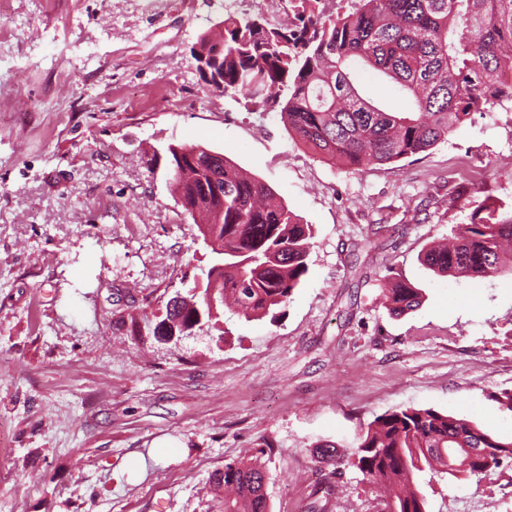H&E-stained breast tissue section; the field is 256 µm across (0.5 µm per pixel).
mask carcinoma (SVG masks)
<instances>
[{
    "mask_svg": "<svg viewBox=\"0 0 512 512\" xmlns=\"http://www.w3.org/2000/svg\"><path fill=\"white\" fill-rule=\"evenodd\" d=\"M333 16L324 0H288L292 22L224 18V49L208 61L207 88L243 98L254 110H279L290 135L350 173L419 156L482 112L512 102V0H357ZM367 66L414 99L411 112H388L360 95L352 75ZM166 159L184 212L199 216L224 266H212L189 300L166 305L158 323L179 322L191 334L210 301L247 318L280 314L308 272L312 225L261 180L201 145L170 144ZM469 222L420 261L441 277L512 275V206L472 199ZM384 304L394 316L416 310L424 292L399 275L385 277ZM321 462L338 474L357 468L376 490L377 512H426L418 474L461 480L494 475L512 464V440L431 407L375 417L353 456L325 442ZM259 456L224 464L222 512H271Z\"/></svg>",
    "mask_w": 512,
    "mask_h": 512,
    "instance_id": "obj_1",
    "label": "carcinoma"
}]
</instances>
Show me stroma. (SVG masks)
I'll return each instance as SVG.
<instances>
[{
  "instance_id": "obj_1",
  "label": "stroma",
  "mask_w": 512,
  "mask_h": 512,
  "mask_svg": "<svg viewBox=\"0 0 512 512\" xmlns=\"http://www.w3.org/2000/svg\"><path fill=\"white\" fill-rule=\"evenodd\" d=\"M289 24L281 0H0V512H219L214 477L261 453L271 512H375L352 452L376 416L431 407L512 437V276L448 280L419 260L512 204V104L419 160L347 173L279 113L209 91L192 48L225 15ZM169 144L202 145L313 228L277 320L156 325L211 254L177 204ZM420 308L382 305L387 271ZM428 512H512V469L432 482Z\"/></svg>"
}]
</instances>
